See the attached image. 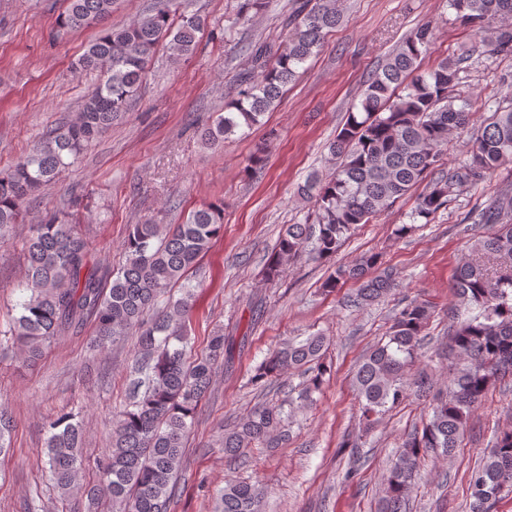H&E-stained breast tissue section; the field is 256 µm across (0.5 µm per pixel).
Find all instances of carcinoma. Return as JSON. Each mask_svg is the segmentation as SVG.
<instances>
[{"mask_svg":"<svg viewBox=\"0 0 512 512\" xmlns=\"http://www.w3.org/2000/svg\"><path fill=\"white\" fill-rule=\"evenodd\" d=\"M116 0H68L59 20L62 33L78 32L112 16ZM174 0H155L150 13L129 25L106 26L89 42L78 60L84 71L99 73L98 83L82 101L75 117L58 123L37 147L9 173L0 176V246L8 243L22 222L25 204L55 183L60 172L77 160L87 144L122 119L128 98L143 78L160 40H168L169 58L177 64L190 58L196 34L206 26L197 15L170 24ZM455 20L476 30L479 46L495 55L512 54V0H448ZM340 0H295L286 21L284 43L254 45L251 70L241 74L238 95L224 105V115L200 129L201 141L214 149L246 127L260 123L283 88L324 46L341 22ZM434 40L433 27L419 26L368 77L358 111L329 145L336 171L329 178L312 174L298 186L311 203V221L289 224L264 266L275 280L284 263L304 254L334 256L347 236L390 208L440 166L450 136L471 122V101L456 92L466 57L446 58L430 70L422 57ZM512 162V103L492 112L477 127L470 159L455 171L431 180L414 201L408 219L429 223L457 190L475 184ZM478 221L496 230L474 244L475 258L461 261L453 288L474 315L452 316L449 352L459 368L445 388H433L426 373L409 382L407 370L420 349L432 316L425 301H410L394 312L387 341L377 344L354 375L359 425L368 432L390 409L408 398L410 386L428 399L429 410L419 431L406 435L386 479L380 512H404L414 472L427 452L452 454L471 416L500 378L512 373V195L502 194L478 214ZM223 228L221 208L205 203L182 224H133L124 242L125 261L118 269L90 263L87 242L69 217L48 212L30 228L25 241L26 290L19 315L9 332L27 358L40 357L43 347L95 322L100 345L139 332L135 369L144 391L123 411L112 431L111 448L99 461L100 482L89 491L120 512H169L177 494V477L185 457V439L200 401L210 391L217 359L232 357L236 337L212 336L209 353L185 360L186 320L191 294L158 301L211 247ZM374 255L336 267L323 284L332 292L341 282L358 284L348 299L366 307L397 287L395 273L372 270ZM326 337L320 333L288 340L258 367L254 385L264 387L291 370L306 368L310 377L300 395L313 401L321 389ZM283 401L256 404L224 431V455L238 458L247 448H276L288 443L290 421ZM82 420L71 411L50 418L46 442L48 473L64 497L83 489L84 459L80 451ZM506 487L512 494V428L496 434L493 448L469 480L470 512H494L495 502L479 485ZM267 489L260 483L228 481L216 498L215 512H265Z\"/></svg>","mask_w":512,"mask_h":512,"instance_id":"obj_1","label":"carcinoma"}]
</instances>
